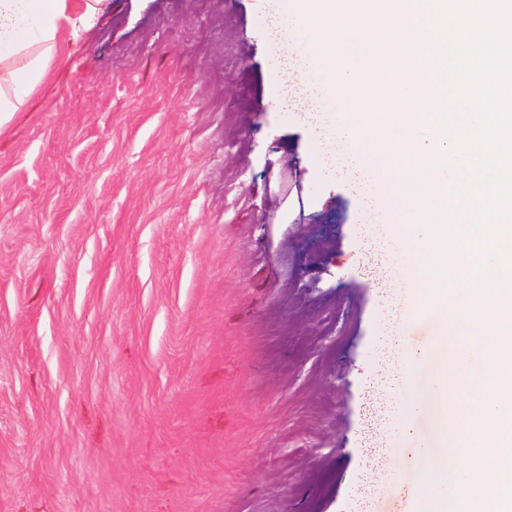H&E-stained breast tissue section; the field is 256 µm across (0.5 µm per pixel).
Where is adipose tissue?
<instances>
[{"label": "adipose tissue", "instance_id": "ef3b65f1", "mask_svg": "<svg viewBox=\"0 0 512 512\" xmlns=\"http://www.w3.org/2000/svg\"><path fill=\"white\" fill-rule=\"evenodd\" d=\"M109 0H0V122L45 82L67 38L93 27Z\"/></svg>", "mask_w": 512, "mask_h": 512}]
</instances>
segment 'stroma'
<instances>
[{
  "instance_id": "obj_1",
  "label": "stroma",
  "mask_w": 512,
  "mask_h": 512,
  "mask_svg": "<svg viewBox=\"0 0 512 512\" xmlns=\"http://www.w3.org/2000/svg\"><path fill=\"white\" fill-rule=\"evenodd\" d=\"M261 0H111L0 126V512H382L401 308Z\"/></svg>"
}]
</instances>
